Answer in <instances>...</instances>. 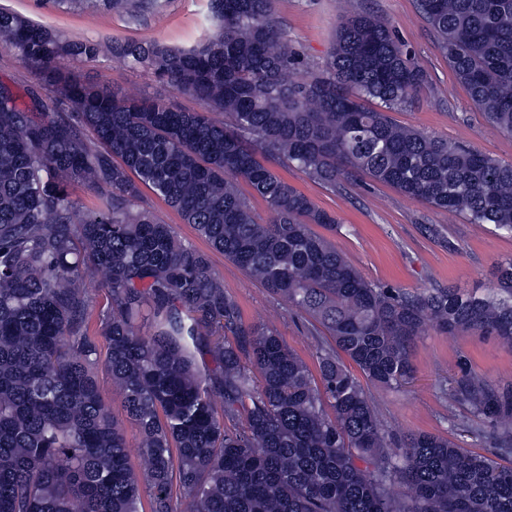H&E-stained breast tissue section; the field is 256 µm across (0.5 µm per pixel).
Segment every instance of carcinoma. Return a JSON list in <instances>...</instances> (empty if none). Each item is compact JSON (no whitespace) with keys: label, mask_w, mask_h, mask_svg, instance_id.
Here are the masks:
<instances>
[{"label":"carcinoma","mask_w":512,"mask_h":512,"mask_svg":"<svg viewBox=\"0 0 512 512\" xmlns=\"http://www.w3.org/2000/svg\"><path fill=\"white\" fill-rule=\"evenodd\" d=\"M99 1L137 8L59 0ZM418 8L471 103L511 136L512 0ZM209 22L189 48L108 45L0 8V48L47 86L0 84V512H144L145 498L149 512H512L511 461L394 435L361 384L399 389L427 327L512 348V261L483 294L373 283L315 230L336 217L271 168L333 189L365 175L512 236V162L395 121L424 73L374 14L345 13L329 59L296 83L270 0H209ZM108 50L203 111L60 70ZM241 180L271 222L257 221ZM75 184L100 201L78 220ZM143 186L309 323L316 370L242 323L209 255L144 207ZM93 273L111 300L97 336ZM101 364L138 429L141 469L100 393ZM442 394L450 421L463 408L492 422L512 455V385L469 372Z\"/></svg>","instance_id":"cac0c4a2"}]
</instances>
